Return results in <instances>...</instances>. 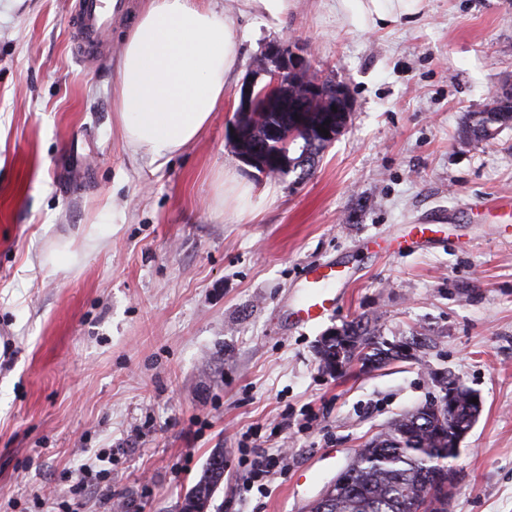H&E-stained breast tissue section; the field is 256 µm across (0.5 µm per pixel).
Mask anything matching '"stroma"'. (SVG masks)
Returning a JSON list of instances; mask_svg holds the SVG:
<instances>
[{
  "label": "stroma",
  "instance_id": "35a3bbf8",
  "mask_svg": "<svg viewBox=\"0 0 512 512\" xmlns=\"http://www.w3.org/2000/svg\"><path fill=\"white\" fill-rule=\"evenodd\" d=\"M212 3L236 27L230 96L162 163L128 148L115 107L143 0L88 64L74 0H0V512H179L218 450L207 512H305L443 376L483 400L451 512H512V208L493 205L512 196V126L460 136L512 85V0H420L376 28L336 0H289L277 23ZM286 38L352 111L308 175L274 178L228 128L253 59ZM327 262L348 269L335 309L292 323L303 269ZM358 317L425 338L419 361L323 371L320 339ZM284 446L252 487L240 458ZM84 463L109 487L74 495Z\"/></svg>",
  "mask_w": 512,
  "mask_h": 512
}]
</instances>
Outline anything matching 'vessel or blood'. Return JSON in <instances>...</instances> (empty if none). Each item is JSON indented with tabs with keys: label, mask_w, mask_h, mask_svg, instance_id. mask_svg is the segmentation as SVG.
<instances>
[{
	"label": "vessel or blood",
	"mask_w": 512,
	"mask_h": 512,
	"mask_svg": "<svg viewBox=\"0 0 512 512\" xmlns=\"http://www.w3.org/2000/svg\"><path fill=\"white\" fill-rule=\"evenodd\" d=\"M121 8L122 0H76L74 51L80 59H98L101 39ZM341 276V269L332 265H315L306 269L301 278L300 296L292 311L294 322H314L332 310L337 299L332 286Z\"/></svg>",
	"instance_id": "obj_1"
}]
</instances>
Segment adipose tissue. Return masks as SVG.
Instances as JSON below:
<instances>
[{"label": "adipose tissue", "instance_id": "1", "mask_svg": "<svg viewBox=\"0 0 512 512\" xmlns=\"http://www.w3.org/2000/svg\"><path fill=\"white\" fill-rule=\"evenodd\" d=\"M235 23L199 0H146L127 33L116 102L126 144L167 161L194 141L230 93Z\"/></svg>", "mask_w": 512, "mask_h": 512}]
</instances>
